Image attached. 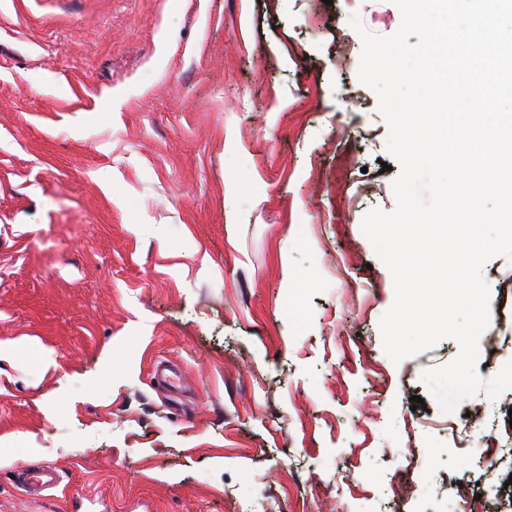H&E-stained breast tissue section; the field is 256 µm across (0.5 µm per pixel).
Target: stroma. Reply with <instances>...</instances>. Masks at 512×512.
<instances>
[{"label": "stroma", "instance_id": "1", "mask_svg": "<svg viewBox=\"0 0 512 512\" xmlns=\"http://www.w3.org/2000/svg\"><path fill=\"white\" fill-rule=\"evenodd\" d=\"M393 0H0V512H512V389L442 412L380 320L393 212L358 79ZM478 374L512 360V262ZM175 364L174 394L153 377ZM421 397L412 405V397ZM481 405L493 422L469 428ZM49 464L31 495L14 470Z\"/></svg>", "mask_w": 512, "mask_h": 512}]
</instances>
